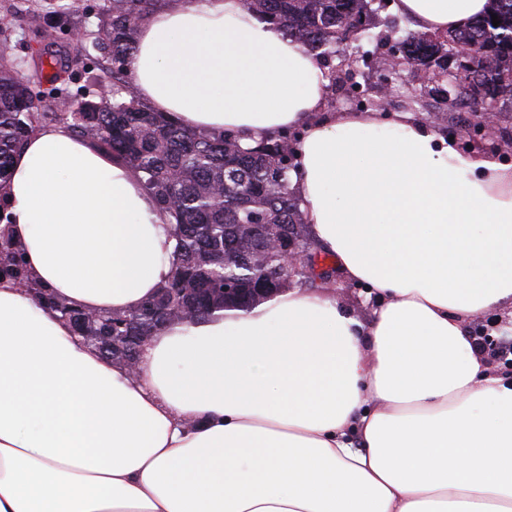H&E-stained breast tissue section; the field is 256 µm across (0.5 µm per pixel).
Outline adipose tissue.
Instances as JSON below:
<instances>
[{
	"mask_svg": "<svg viewBox=\"0 0 512 512\" xmlns=\"http://www.w3.org/2000/svg\"><path fill=\"white\" fill-rule=\"evenodd\" d=\"M488 0H395L445 32ZM136 95L251 148L300 130L309 230L377 295L326 288L169 324L137 376L0 280V512H512V377L466 323L512 307V165L400 112L325 109L326 69L242 0H172L138 31ZM0 203L30 278L72 305L137 308L176 241L152 194L58 126L13 156ZM337 282V284H336ZM336 282L333 283V292L336 302L356 315L364 324H369L375 309L374 299L366 298V289L363 285L348 281L344 274L337 272Z\"/></svg>",
	"mask_w": 512,
	"mask_h": 512,
	"instance_id": "1",
	"label": "adipose tissue"
}]
</instances>
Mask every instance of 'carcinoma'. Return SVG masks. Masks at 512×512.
I'll return each instance as SVG.
<instances>
[{"label":"carcinoma","instance_id":"1","mask_svg":"<svg viewBox=\"0 0 512 512\" xmlns=\"http://www.w3.org/2000/svg\"><path fill=\"white\" fill-rule=\"evenodd\" d=\"M375 1L380 9L387 5L386 0H243V6L282 29L321 63L340 56L327 72L332 91L351 93L356 72L374 65L385 79L414 73L410 104L417 105L430 97L428 88L435 79L428 63L469 45L473 53L456 66L453 103H466L475 112L512 104V0H490L485 15L454 31L401 36L392 26L380 37L389 49L379 57L362 44ZM158 2L108 0L103 9L95 47L108 64L103 72L112 78L109 97L88 92L73 102L70 112H41L28 84L11 69H0V183L7 180L11 158L25 137L42 123H55L122 162L167 213L176 240L171 275L133 314L118 318L104 312L95 328L97 336H137L142 343L156 332L163 308L187 306L199 320L216 309L256 305L252 289L263 280L270 285L266 294L277 295L292 284L318 288L336 273L334 268L317 277L297 273L290 280L264 238L271 228L290 230L309 242L288 177L296 138L283 132L245 149L230 135L170 122L130 92L128 59L139 26ZM68 10L65 4L50 2L27 16L28 25L47 40L43 56L55 69L54 81L61 84L66 82L63 75L72 73L75 58L58 46L47 26ZM9 223L10 213L0 206V278L27 284L25 259L2 228ZM226 281L238 288L227 300Z\"/></svg>","mask_w":512,"mask_h":512}]
</instances>
